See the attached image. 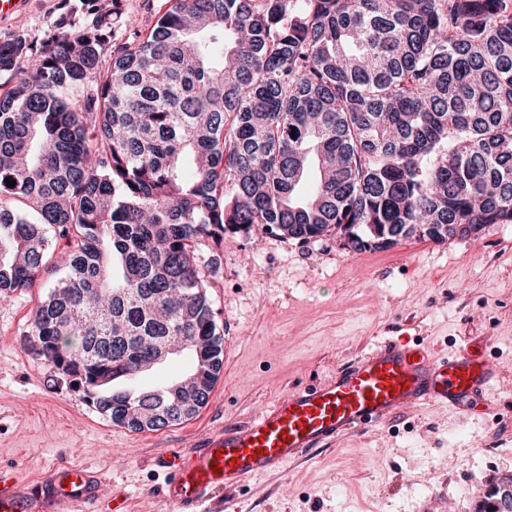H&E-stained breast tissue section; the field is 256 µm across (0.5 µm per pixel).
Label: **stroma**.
<instances>
[{"instance_id":"35a3bbf8","label":"stroma","mask_w":512,"mask_h":512,"mask_svg":"<svg viewBox=\"0 0 512 512\" xmlns=\"http://www.w3.org/2000/svg\"><path fill=\"white\" fill-rule=\"evenodd\" d=\"M150 25L164 0H100ZM88 0H23L0 16V41L41 45L62 10L74 27ZM217 273L208 288L224 327V370L193 419L135 433L113 425L79 391L55 389L26 334L55 281L41 271L27 293L0 298V463L38 475L50 462L95 467L104 491L121 487L131 512H169L155 453L244 422L288 391L319 384L387 338L439 352L477 344L498 379L490 413L413 408L363 434L345 435L280 473L249 480L239 512H475L491 478L512 474V224L437 245L412 240L356 253L335 236L300 244L255 228L203 246Z\"/></svg>"}]
</instances>
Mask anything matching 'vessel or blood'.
Wrapping results in <instances>:
<instances>
[{
	"label": "vessel or blood",
	"instance_id": "vessel-or-blood-1",
	"mask_svg": "<svg viewBox=\"0 0 512 512\" xmlns=\"http://www.w3.org/2000/svg\"><path fill=\"white\" fill-rule=\"evenodd\" d=\"M496 369L485 352L465 347L436 354L406 340H385L337 370L326 382L276 399L246 424H227L192 447L155 455L161 494L173 512H211L218 492L285 470L289 464L365 431L412 406L472 410L493 386ZM128 512L123 492L106 495L88 466L63 461L39 479L0 465V512Z\"/></svg>",
	"mask_w": 512,
	"mask_h": 512
}]
</instances>
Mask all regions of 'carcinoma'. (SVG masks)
Listing matches in <instances>:
<instances>
[{
	"mask_svg": "<svg viewBox=\"0 0 512 512\" xmlns=\"http://www.w3.org/2000/svg\"><path fill=\"white\" fill-rule=\"evenodd\" d=\"M168 2L110 61L103 12L0 44V297L63 245L31 350L134 432L195 417L223 367L204 242L359 253L512 224V0ZM477 512H512V474Z\"/></svg>",
	"mask_w": 512,
	"mask_h": 512,
	"instance_id": "cac0c4a2",
	"label": "carcinoma"
}]
</instances>
